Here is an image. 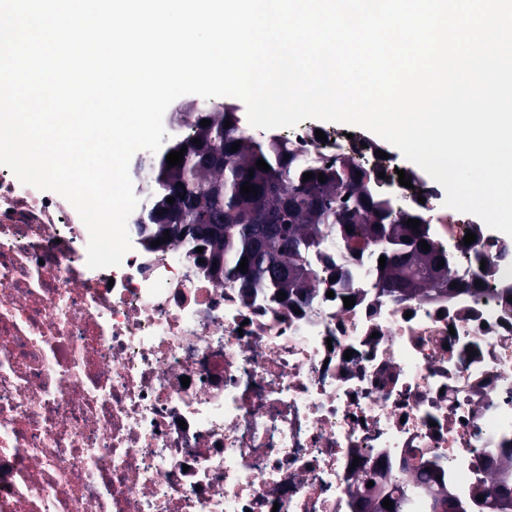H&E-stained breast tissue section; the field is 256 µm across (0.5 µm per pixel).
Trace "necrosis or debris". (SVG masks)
<instances>
[{
  "mask_svg": "<svg viewBox=\"0 0 512 512\" xmlns=\"http://www.w3.org/2000/svg\"><path fill=\"white\" fill-rule=\"evenodd\" d=\"M285 141L437 207L376 145ZM127 229L88 268L72 205L0 172V512H512V270L466 213L439 216L450 285L419 297L377 287L366 247L280 301Z\"/></svg>",
  "mask_w": 512,
  "mask_h": 512,
  "instance_id": "obj_1",
  "label": "necrosis or debris"
}]
</instances>
